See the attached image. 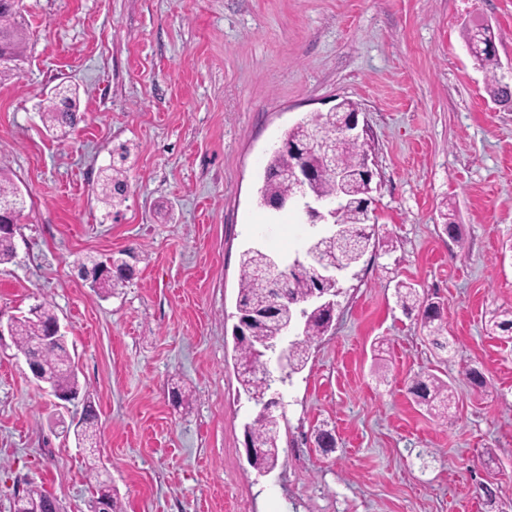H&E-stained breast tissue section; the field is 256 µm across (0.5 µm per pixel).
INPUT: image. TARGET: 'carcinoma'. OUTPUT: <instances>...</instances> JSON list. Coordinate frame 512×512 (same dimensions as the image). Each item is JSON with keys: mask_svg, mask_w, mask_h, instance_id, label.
<instances>
[{"mask_svg": "<svg viewBox=\"0 0 512 512\" xmlns=\"http://www.w3.org/2000/svg\"><path fill=\"white\" fill-rule=\"evenodd\" d=\"M29 34L22 16L20 0H0V58L7 64H0V82L6 81L20 70V63L26 56ZM467 44L480 50L479 65L489 76L488 89L491 96L506 100L508 93L503 88L497 70L500 63L497 54L487 50L488 37L480 28L470 29L466 33ZM71 90L62 88L57 96L47 99L43 118L49 127H74L81 121L76 105L67 109L59 107L57 98L71 100ZM343 111L317 114L310 119L293 126L285 134L288 139L308 145L317 139L324 143L329 158L318 163V172L312 193L327 200L336 201L335 168L350 174L348 193L340 215L339 224L333 231L324 230L315 233L309 240L303 259H293L278 263L276 272L266 267L264 257L247 250L241 255L242 275L237 306L251 312L263 311L270 306H280L284 317H298L303 331L297 340L288 344L289 372L301 370L308 359L309 350L327 333L329 315L310 305V295L317 287V259L334 261L339 265L352 266L359 262L372 245L375 235L374 225L369 223L368 199L371 197V183L359 172V161L367 153V143L348 140L340 135L343 118L358 110L351 101L342 102ZM296 159L280 152L270 156L265 177L259 190L260 204L267 205L277 199L295 194V188L288 181L286 170ZM100 199L106 203L123 196L126 183L122 170L111 166L98 181ZM397 299L403 311H414L421 316V325L433 336L436 348L449 347L448 338L442 335L441 313L434 304L420 300L416 289L401 285L396 290ZM57 322V317L47 302L38 304L37 311L27 313L13 321L15 344L19 351L29 352L37 338L45 334L48 326ZM488 334L496 332L512 333V318L509 313L492 315L486 324ZM250 335L258 342L271 346L270 353H281L283 336L279 323L273 320H257L251 325ZM43 371V382L51 386V392L78 393L81 391L76 373L72 370V359L67 348L66 337H61L50 347L34 352ZM268 357L255 354L248 344L237 346V362L240 368V384L243 392L259 402L272 387V373L267 368ZM409 393L415 402L430 410L436 405L448 407L452 399V389L448 382L434 374L419 375L411 381ZM98 415L94 405L87 406L81 432L88 438H95ZM279 429L277 417L269 416L260 410L247 426L251 436L261 452L253 458L251 466L262 473L274 469L279 461ZM103 497L111 500L112 512H122L112 489L105 482L98 487L89 503V512H96V503ZM47 506L53 504V497L38 487H32L20 497L15 512H30L35 504Z\"/></svg>", "mask_w": 512, "mask_h": 512, "instance_id": "carcinoma-1", "label": "carcinoma"}]
</instances>
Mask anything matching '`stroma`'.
Wrapping results in <instances>:
<instances>
[{
	"label": "stroma",
	"mask_w": 512,
	"mask_h": 512,
	"mask_svg": "<svg viewBox=\"0 0 512 512\" xmlns=\"http://www.w3.org/2000/svg\"><path fill=\"white\" fill-rule=\"evenodd\" d=\"M23 4L28 59L0 84V168L25 198L0 321L50 302L82 397L59 406L0 337V512L33 485L88 512L100 480L123 512H512V339L484 329L512 309V110L465 43L490 25L512 62V0ZM59 86L84 115L64 134L41 114ZM344 100L368 127L376 243L277 388L280 458L263 476L245 452L258 407L236 366L240 257L302 250L296 209L259 202L264 168L289 128ZM122 143L127 190L109 207L97 180ZM128 249L135 274L111 294L79 276L77 260ZM402 282L440 304L449 349L397 305ZM424 373L451 383L452 423L409 394ZM87 400L93 473L74 436Z\"/></svg>",
	"instance_id": "1"
}]
</instances>
